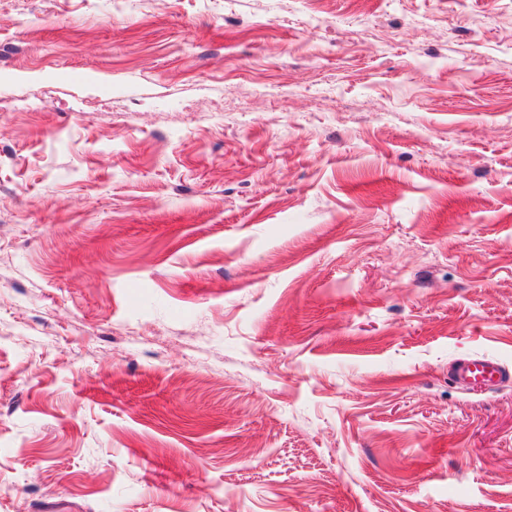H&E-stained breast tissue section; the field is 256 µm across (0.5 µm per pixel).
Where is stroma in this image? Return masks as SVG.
<instances>
[{"label":"stroma","mask_w":512,"mask_h":512,"mask_svg":"<svg viewBox=\"0 0 512 512\" xmlns=\"http://www.w3.org/2000/svg\"><path fill=\"white\" fill-rule=\"evenodd\" d=\"M512 0H0V512H512ZM507 377V370L501 363L479 357L459 360L450 371L452 381L470 389H486L503 383Z\"/></svg>","instance_id":"obj_1"}]
</instances>
